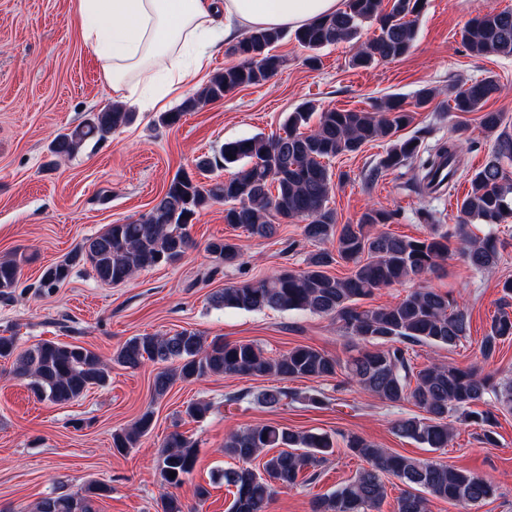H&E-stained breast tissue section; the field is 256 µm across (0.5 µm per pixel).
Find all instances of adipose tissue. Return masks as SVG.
I'll return each instance as SVG.
<instances>
[{
	"instance_id": "1",
	"label": "adipose tissue",
	"mask_w": 512,
	"mask_h": 512,
	"mask_svg": "<svg viewBox=\"0 0 512 512\" xmlns=\"http://www.w3.org/2000/svg\"><path fill=\"white\" fill-rule=\"evenodd\" d=\"M343 7L344 0H75L81 37L114 100L151 109L199 86L228 38L299 28Z\"/></svg>"
}]
</instances>
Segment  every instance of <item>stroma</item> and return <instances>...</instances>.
I'll return each instance as SVG.
<instances>
[{
	"label": "stroma",
	"instance_id": "35a3bbf8",
	"mask_svg": "<svg viewBox=\"0 0 512 512\" xmlns=\"http://www.w3.org/2000/svg\"><path fill=\"white\" fill-rule=\"evenodd\" d=\"M504 10L512 11V0H426L411 52L369 68L351 65L346 43L321 49L317 64L309 65L306 50L289 35L276 47L285 63L268 81L200 106L172 127L158 124V111L137 110L133 123L105 141L58 158L49 151L51 141L90 113L111 107L112 90L80 37L74 0H0V259L22 258L25 287L22 296L0 298V336L17 337L23 349L51 340L109 358L131 337L188 329L210 339L252 342L270 357L308 345L348 358L354 348L328 316L248 312L213 303V294L232 283L304 267L315 250L304 240L300 224L288 223L275 237L258 238L225 224L220 204L197 215L191 226L196 246L174 264L148 269L120 285L101 283L87 265L73 269L58 288L37 293L30 285L108 225L137 220L174 175L192 169L197 158L227 141L281 133L288 113L307 102L320 111H359L376 99L397 94L410 100L419 89L433 88V102L415 113L403 134L420 137L426 150L455 141L463 151L465 174L457 176L447 194H419L414 188L417 165L381 170L386 146L375 141L331 161L335 180L329 206L341 224L357 223L372 208L397 211L388 232L413 238L429 231L418 218L420 209L432 211L440 223L455 224L457 205L469 189L467 175L488 160L492 143L484 139L477 113L449 111V82L471 84L494 76L502 91L487 107L503 113L512 132V56H470L459 31L476 16ZM497 234L503 248L492 269L475 270L453 254L426 277V286L452 293L466 309L469 330L453 347L413 346L415 367L434 360L461 367L481 364L478 346L501 307L502 282L512 279V218L499 224ZM224 237L240 245L241 264L225 266L206 251L208 241ZM159 370L150 361L134 369L116 364L106 386L55 404L38 400L14 374L12 361L0 360V512H35L42 498L81 493L94 481L112 488L108 496L93 498L94 512H160L158 453L176 431L198 444L197 465L178 496L194 512H227L232 495L218 478L231 465L224 439L266 422L325 433L334 443L317 479L278 490L268 512H311L314 497L330 494L352 478L363 462L345 446L350 434L392 453L493 479L499 494L478 512H512V412L496 413V445L481 443L478 426L458 422L449 446L431 449L394 429L397 419L418 415L413 403L371 397L344 384L339 375L290 382L299 391H323L328 399L323 408L294 403L272 411L255 403L228 406L224 399L242 389L258 392L275 386L276 378L179 382L157 398L153 380ZM197 401L215 406L200 422L185 413ZM148 409L154 413L151 433L128 453L112 452L113 432ZM199 485L209 490L202 501L194 496Z\"/></svg>",
	"mask_w": 512,
	"mask_h": 512
}]
</instances>
